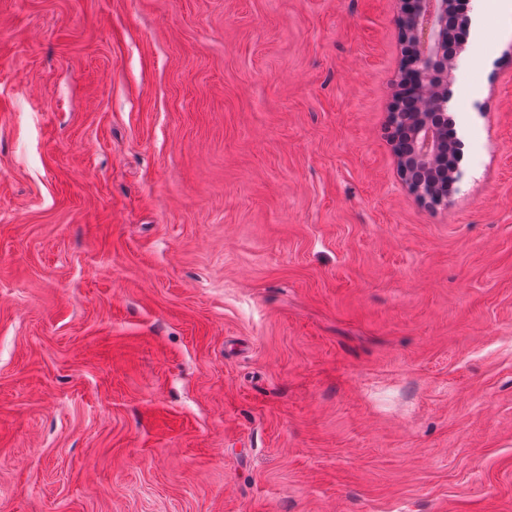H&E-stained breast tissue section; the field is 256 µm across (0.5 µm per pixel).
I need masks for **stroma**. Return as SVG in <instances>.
Listing matches in <instances>:
<instances>
[{"instance_id":"1","label":"stroma","mask_w":512,"mask_h":512,"mask_svg":"<svg viewBox=\"0 0 512 512\" xmlns=\"http://www.w3.org/2000/svg\"><path fill=\"white\" fill-rule=\"evenodd\" d=\"M484 5L431 210L388 133L396 0H0V512H512Z\"/></svg>"}]
</instances>
